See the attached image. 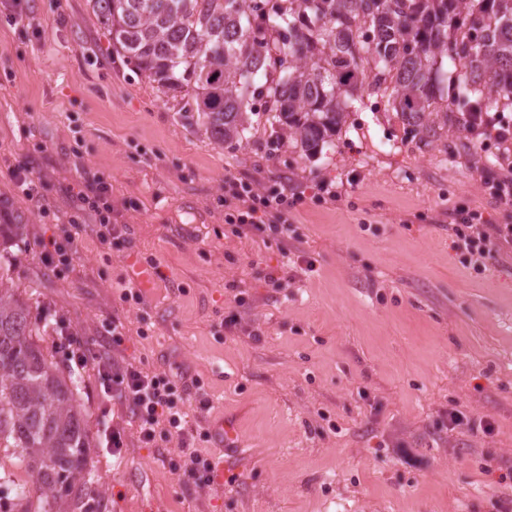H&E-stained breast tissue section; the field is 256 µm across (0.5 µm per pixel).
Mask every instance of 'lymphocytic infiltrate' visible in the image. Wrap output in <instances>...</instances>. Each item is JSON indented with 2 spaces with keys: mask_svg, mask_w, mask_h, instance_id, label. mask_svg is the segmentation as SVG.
<instances>
[{
  "mask_svg": "<svg viewBox=\"0 0 512 512\" xmlns=\"http://www.w3.org/2000/svg\"><path fill=\"white\" fill-rule=\"evenodd\" d=\"M225 184L233 189L237 205L226 214L227 223L236 225L238 234L248 235L260 224L287 223L297 196L287 195L284 188L271 185L256 190L252 183L226 175ZM109 187L96 185L91 193L80 194L79 199L88 205L97 217L96 234L101 243L113 245L124 241L127 227L112 221V206L108 201ZM453 247L461 254L462 264L473 268L484 267L492 249L498 245L512 246V224H490L478 212L465 208L454 210ZM112 376V390L126 403L130 414L138 423L139 440L149 445L157 437L177 439L184 454L182 462L172 470L180 480L197 486L212 481V463L194 448V430L188 425L187 403H195L197 410L208 409L211 401L198 388L196 378L182 373L178 378H168L143 371L133 364L111 360L106 364Z\"/></svg>",
  "mask_w": 512,
  "mask_h": 512,
  "instance_id": "lymphocytic-infiltrate-1",
  "label": "lymphocytic infiltrate"
}]
</instances>
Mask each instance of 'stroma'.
<instances>
[{
	"label": "stroma",
	"instance_id": "stroma-1",
	"mask_svg": "<svg viewBox=\"0 0 512 512\" xmlns=\"http://www.w3.org/2000/svg\"><path fill=\"white\" fill-rule=\"evenodd\" d=\"M22 2L14 19L0 7V211L29 220L11 276L46 323L36 342L81 382L93 466L72 512H512V249L477 272L448 229L459 207L512 224V206L482 184L483 170L512 166V148L459 112L422 141L387 97L366 93L315 154L281 143L265 112L246 141L221 144L113 53L87 0ZM21 166L36 199L15 183ZM228 173L286 182L303 200L278 229L238 235L224 221ZM89 177L111 185L129 245L96 237L77 197ZM323 182L338 200L314 198ZM72 216L83 230L58 274L40 244ZM288 255L312 271L284 267ZM154 264L141 302L123 301ZM116 320L122 358L200 380L211 407L191 414L194 446L223 458L234 484L184 483L170 468L176 440L139 441L99 368ZM63 329L85 367L60 346ZM452 408L492 433L449 431ZM220 420L234 448L211 438ZM116 428L119 456L106 446Z\"/></svg>",
	"mask_w": 512,
	"mask_h": 512
}]
</instances>
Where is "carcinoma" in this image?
I'll return each instance as SVG.
<instances>
[{"instance_id":"obj_1","label":"carcinoma","mask_w":512,"mask_h":512,"mask_svg":"<svg viewBox=\"0 0 512 512\" xmlns=\"http://www.w3.org/2000/svg\"><path fill=\"white\" fill-rule=\"evenodd\" d=\"M112 40L166 95L195 92L205 132L240 142L265 112L308 152L346 122L371 78L420 139L448 127L449 113L512 108V0H88ZM288 56L293 66L278 69ZM449 60L454 95L438 103L436 76ZM23 217H0V448H14L32 485H13L4 512H68L84 488L65 483L88 469L87 420L66 380L34 341L31 306L13 288L11 247ZM37 501H32V493Z\"/></svg>"}]
</instances>
